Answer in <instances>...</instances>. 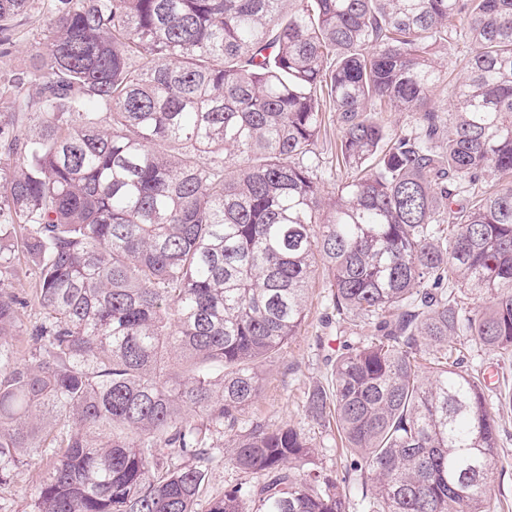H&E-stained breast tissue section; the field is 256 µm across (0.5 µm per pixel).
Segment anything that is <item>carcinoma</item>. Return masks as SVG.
<instances>
[{
    "mask_svg": "<svg viewBox=\"0 0 512 512\" xmlns=\"http://www.w3.org/2000/svg\"><path fill=\"white\" fill-rule=\"evenodd\" d=\"M33 2L0 0V57ZM41 2L0 80V488L44 454L32 512H348L290 426L237 434L258 481L203 500L319 260L367 329L308 398L360 512H491L498 425L453 341L512 355V0ZM471 46L468 43L460 42L455 48L447 49L441 53V62L443 70L447 71L446 78L439 84L434 91V97L442 104L448 103L451 99L454 88L461 82L467 74L465 69V58L469 56ZM457 62L455 63V60ZM463 60V61H462ZM336 121L335 122H328L326 125V132L325 135L323 134V137L320 139L318 144V151L321 153V157L323 158L324 165H326L327 175H326V184L325 186L328 188L329 191L334 187V184H336L337 178H340L342 175L344 176V171L341 172L337 169V172L334 170L335 168V151H336ZM333 160V174L331 175V178L329 176L330 173V166L332 164ZM333 176H335L333 178Z\"/></svg>",
    "mask_w": 512,
    "mask_h": 512,
    "instance_id": "1",
    "label": "carcinoma"
}]
</instances>
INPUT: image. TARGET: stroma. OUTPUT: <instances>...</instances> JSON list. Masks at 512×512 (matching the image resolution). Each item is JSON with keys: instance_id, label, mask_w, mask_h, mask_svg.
I'll list each match as a JSON object with an SVG mask.
<instances>
[{"instance_id": "stroma-1", "label": "stroma", "mask_w": 512, "mask_h": 512, "mask_svg": "<svg viewBox=\"0 0 512 512\" xmlns=\"http://www.w3.org/2000/svg\"><path fill=\"white\" fill-rule=\"evenodd\" d=\"M329 297L330 290L322 275H315L308 285L307 317L300 336L261 366V394L242 411L236 431L256 424L270 430L284 426L296 428L313 444L312 466L346 478L347 489L355 496L359 493L361 477L346 472L336 448L335 428L313 418L306 406L308 390L327 383L331 362L341 353L345 342L355 340L360 334L352 325H337L329 309ZM465 366L483 369L488 375L485 389L488 403H495L501 391L512 390V357L471 349L466 353ZM497 423L500 448L489 471L488 490L495 512H512V412H501ZM234 433L224 429L211 438L215 462L205 479L207 497L222 496L225 490L249 479L231 460ZM47 464L43 457L33 461L22 468L17 483L0 489V512H30V498Z\"/></svg>"}]
</instances>
